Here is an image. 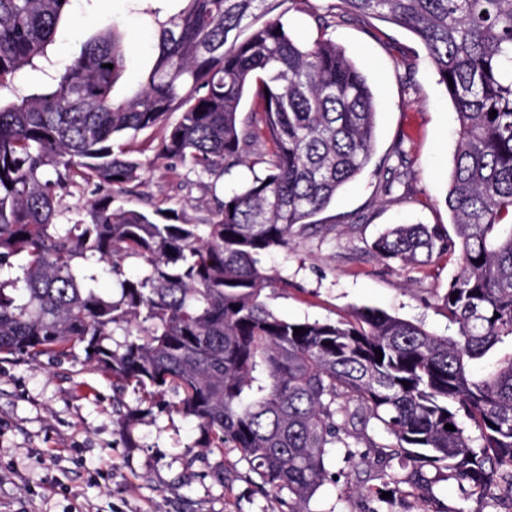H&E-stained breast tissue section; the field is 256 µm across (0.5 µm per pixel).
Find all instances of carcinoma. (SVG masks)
I'll return each mask as SVG.
<instances>
[{
    "mask_svg": "<svg viewBox=\"0 0 512 512\" xmlns=\"http://www.w3.org/2000/svg\"><path fill=\"white\" fill-rule=\"evenodd\" d=\"M75 2L0 0V86L28 67L45 71L38 62ZM266 2L181 0L164 21L147 12L156 59L123 98L114 90L128 46L112 18L47 74L51 90L0 104V353L93 349L86 358L112 384L144 393L119 415L129 441L139 415L176 393L170 408L197 423L195 447L237 449L258 488L288 490V512H306L328 480L340 431L373 420L393 442L369 447L406 472L347 489L375 503L368 512H385L384 492L415 494L439 512L429 467L467 499L492 487L512 499V351L486 375L471 372L512 340V0H340L414 34L457 113L444 199L452 231L395 224L373 243L405 265L458 257L441 296L453 336L375 308L299 322L268 307L276 277L263 256L316 225L370 164L376 104L334 41L301 42L279 18L249 22ZM149 128L162 131L158 157L199 175L256 164L265 174L225 196L205 224L176 209L126 208L118 195L143 168L127 141ZM395 156L382 166L386 194L412 175L404 149ZM81 182L96 188L82 207L88 222L66 216ZM18 254L27 262L14 277ZM130 258L145 266L136 279L124 275ZM103 265L116 299L92 287ZM116 327L125 340L114 346Z\"/></svg>",
    "mask_w": 512,
    "mask_h": 512,
    "instance_id": "carcinoma-1",
    "label": "carcinoma"
}]
</instances>
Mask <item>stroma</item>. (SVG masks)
Here are the masks:
<instances>
[{"label": "stroma", "instance_id": "stroma-1", "mask_svg": "<svg viewBox=\"0 0 512 512\" xmlns=\"http://www.w3.org/2000/svg\"><path fill=\"white\" fill-rule=\"evenodd\" d=\"M109 16L122 20L132 43L117 85L119 94L129 95L151 68L156 43L136 0H91L76 9L61 23L50 56L69 62ZM329 34L374 94V155L316 227L264 256L279 279L265 300L291 320L333 322L367 306L448 334L440 298L457 270L456 258L406 266L381 259L373 243L394 224L448 225L444 197L455 110L425 49L406 29L344 13L335 16ZM158 141L157 130L138 134L143 184L120 197L125 207L150 213L181 206L189 221L204 224L217 201L253 178L252 169L239 166L219 178L198 179L186 167L157 159ZM400 144L409 152L413 178L386 195L377 168ZM141 397L133 387L113 386L79 347L59 361L0 354V512H288V491H258L237 449H197L195 421L175 411L142 416L133 440H126L112 404L119 398L134 406ZM345 453L331 449L326 467L341 481L321 486L309 512H359L360 500L342 498L343 483L379 485L376 465L352 467Z\"/></svg>", "mask_w": 512, "mask_h": 512}]
</instances>
